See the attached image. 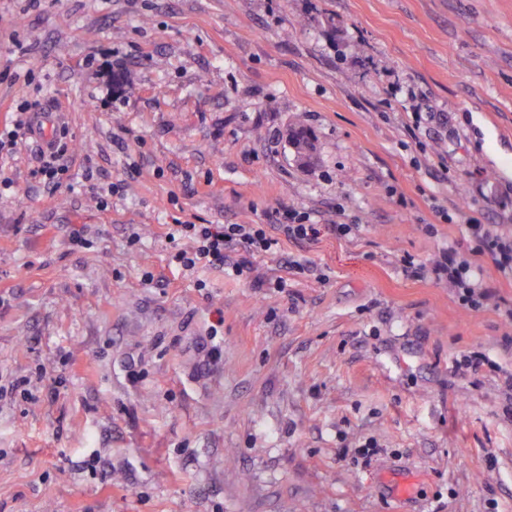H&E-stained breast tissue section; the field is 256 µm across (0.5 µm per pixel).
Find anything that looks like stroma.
Returning a JSON list of instances; mask_svg holds the SVG:
<instances>
[{"label": "stroma", "mask_w": 512, "mask_h": 512, "mask_svg": "<svg viewBox=\"0 0 512 512\" xmlns=\"http://www.w3.org/2000/svg\"><path fill=\"white\" fill-rule=\"evenodd\" d=\"M34 100L72 178L0 161V374L64 384L0 400V512H512V275L400 268L512 234V0H0V122ZM291 209L319 237L250 273L170 263ZM306 129L294 127L289 131V142L295 150L298 160L303 164H309L314 150L313 138L306 135ZM470 229L471 240L466 246L448 242L439 260L419 270L435 281H446L461 305L476 309L480 300L488 297L490 288L483 282L478 260L486 258L499 272L512 273V236L495 233L486 224H472Z\"/></svg>", "instance_id": "obj_1"}]
</instances>
